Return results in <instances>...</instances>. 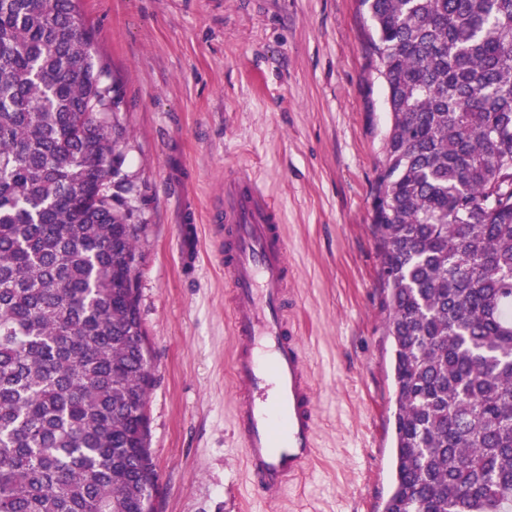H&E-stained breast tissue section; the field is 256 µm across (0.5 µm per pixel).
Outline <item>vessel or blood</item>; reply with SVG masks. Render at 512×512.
Masks as SVG:
<instances>
[{"label": "vessel or blood", "instance_id": "b4317fda", "mask_svg": "<svg viewBox=\"0 0 512 512\" xmlns=\"http://www.w3.org/2000/svg\"><path fill=\"white\" fill-rule=\"evenodd\" d=\"M210 221L224 228L218 263L231 289L233 430L259 498L310 467L316 454L315 392L288 321L293 273L281 208L241 168L225 176L224 202Z\"/></svg>", "mask_w": 512, "mask_h": 512}]
</instances>
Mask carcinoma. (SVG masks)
Wrapping results in <instances>:
<instances>
[{
    "mask_svg": "<svg viewBox=\"0 0 512 512\" xmlns=\"http://www.w3.org/2000/svg\"><path fill=\"white\" fill-rule=\"evenodd\" d=\"M390 127L383 512H512V0H361ZM109 65L79 0H0V512H155Z\"/></svg>",
    "mask_w": 512,
    "mask_h": 512,
    "instance_id": "cac0c4a2",
    "label": "carcinoma"
}]
</instances>
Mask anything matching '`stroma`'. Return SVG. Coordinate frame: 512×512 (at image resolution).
<instances>
[{
  "label": "stroma",
  "mask_w": 512,
  "mask_h": 512,
  "mask_svg": "<svg viewBox=\"0 0 512 512\" xmlns=\"http://www.w3.org/2000/svg\"><path fill=\"white\" fill-rule=\"evenodd\" d=\"M122 95L142 225L138 298L155 512H383L392 487L389 292L373 186L389 127L359 0H80ZM249 166L284 215L317 452L257 499L233 434L228 288L209 222Z\"/></svg>",
  "instance_id": "stroma-1"
}]
</instances>
